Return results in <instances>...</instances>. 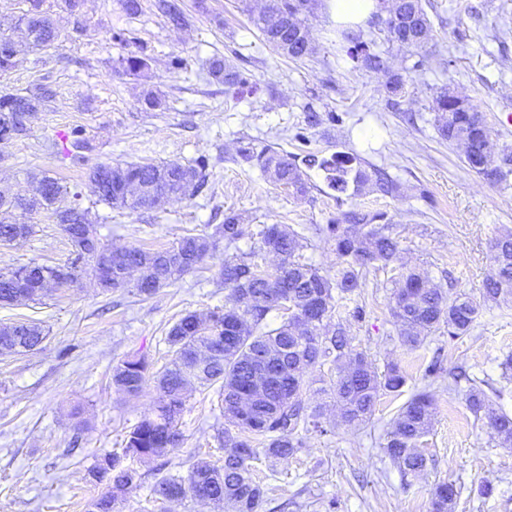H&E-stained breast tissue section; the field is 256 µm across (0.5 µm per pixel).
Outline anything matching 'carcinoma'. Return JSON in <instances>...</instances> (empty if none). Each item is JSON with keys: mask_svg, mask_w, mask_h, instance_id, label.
Wrapping results in <instances>:
<instances>
[{"mask_svg": "<svg viewBox=\"0 0 512 512\" xmlns=\"http://www.w3.org/2000/svg\"><path fill=\"white\" fill-rule=\"evenodd\" d=\"M82 0H22L12 33H0L12 46L0 53V76L15 66L17 45L25 42L37 49L53 47L61 38L53 19L58 8L74 17L73 30L83 33ZM386 18L383 25L391 47L418 53L422 41L432 31L424 0H380ZM319 0H269L266 9L253 22L265 42L276 53L303 59L313 53L307 26L318 9ZM155 7L173 27L188 23L181 0H156ZM338 45L358 67L387 76V88L398 95L404 90L402 75L393 71L390 50L377 48L361 30L346 25L338 31ZM123 72L139 76L148 68L146 49L138 48L119 60ZM209 76L229 88L243 87L247 78L222 57L209 62ZM448 89L433 98L436 128L441 138L462 147L464 163L472 172L497 182L503 171L496 163L497 144L481 113L467 104L448 106ZM48 90L34 87L24 92L1 91L0 114L12 116L13 134L0 138V146L24 136L29 121L48 102ZM67 153L75 160L91 149L86 130L75 125L65 134ZM238 157L257 165L274 183L296 194L307 191L302 167L326 173L329 186L339 193L348 187L360 190L366 184L381 195L394 192L387 173L367 171L350 165L352 158L338 153L321 158L313 151L302 157L280 154L252 143L239 148ZM209 159L194 163H130L124 166L101 163L90 169L98 201L113 209L132 212L159 209L172 198H191L207 185ZM29 196L0 195V244L26 239L35 233L24 221L32 212H52L68 238L70 257L59 265L35 262L0 271V304L14 305L35 301L54 287L74 286L91 278L105 291L133 289L149 297L174 284L200 264L218 240L227 247L244 238L258 237L260 250L279 258L278 269L264 275L254 262V253H242L224 260L221 278L228 290L224 310L205 316L183 314L168 330L169 358L159 369L144 355H133L112 368V384L124 394L136 397L153 383L158 399L151 415L144 417L125 435L122 452L105 451L88 469L95 484L106 491L93 500L88 512H116L126 494L140 487L142 473L129 463H143L163 457L183 443L180 428L186 394L219 386L218 397L224 412V464L199 460L187 475H171L155 483L152 493L164 501L191 497L223 512L230 504L235 512H261L266 498L263 484L255 477L253 462L281 463L302 448L301 434L330 432L333 423L324 415L323 404L309 406L305 399L304 371L328 368L317 393L336 405L341 422L348 426L367 425L381 396L402 392L407 376L398 364L389 362L384 370L372 366L367 351L353 344L341 323L331 329L333 316L346 302L354 301L362 280L372 272L385 270L399 259L400 236L397 225L384 212L350 210L318 228L330 242L343 267L334 277L320 273L303 251L308 238L285 224H265L255 230L240 214L224 213V223L210 234H188L170 247L146 251L139 247L112 250L97 236L89 211L80 194L69 193L58 179L42 173L33 177ZM496 273L484 282L486 302L512 295V233L492 244ZM287 312L276 327L268 317L275 311ZM481 305L465 294L448 300L439 285L416 269L398 277L392 296L391 314L400 344L418 347L428 335L440 331L451 340L466 337ZM46 332L34 323L19 322L0 327V356L23 355L37 347ZM438 362L429 364L423 374L424 386L415 390L400 408L383 436L381 448L401 473L419 477L427 469V457L419 450L421 440L432 428L433 396L429 387L440 377ZM470 412L493 429L500 447L512 448V415L496 408L481 386L473 384L466 394ZM262 447H254V442ZM458 491L451 482L435 484L431 512H454Z\"/></svg>", "mask_w": 512, "mask_h": 512, "instance_id": "carcinoma-1", "label": "carcinoma"}]
</instances>
